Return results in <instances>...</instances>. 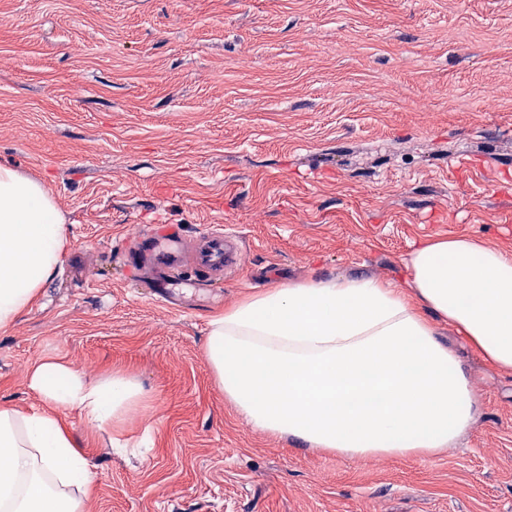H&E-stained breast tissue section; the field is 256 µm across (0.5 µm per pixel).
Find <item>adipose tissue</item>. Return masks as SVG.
<instances>
[{
    "instance_id": "ef3b65f1",
    "label": "adipose tissue",
    "mask_w": 512,
    "mask_h": 512,
    "mask_svg": "<svg viewBox=\"0 0 512 512\" xmlns=\"http://www.w3.org/2000/svg\"><path fill=\"white\" fill-rule=\"evenodd\" d=\"M69 245L41 181L0 165V330L55 274ZM406 285L362 275L249 296L209 322L206 357L225 397L256 429L346 457L448 447L479 400L434 327L467 336L512 371V252L464 237L408 256ZM41 406L0 404V512H86L88 460L59 415L94 428L121 422L144 394L129 375L89 379L59 358L29 368Z\"/></svg>"
}]
</instances>
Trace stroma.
I'll list each match as a JSON object with an SVG mask.
<instances>
[{"label":"stroma","mask_w":512,"mask_h":512,"mask_svg":"<svg viewBox=\"0 0 512 512\" xmlns=\"http://www.w3.org/2000/svg\"><path fill=\"white\" fill-rule=\"evenodd\" d=\"M0 163L52 189L70 238L0 331V403L39 404L41 358L146 395L118 427L63 413L90 512H512V371L452 325L481 411L430 455L254 429L205 354L244 296L403 285L408 254L448 236L512 251V0H0ZM160 221L189 244L233 228L223 284L188 265L180 304L156 302L138 233Z\"/></svg>","instance_id":"35a3bbf8"}]
</instances>
